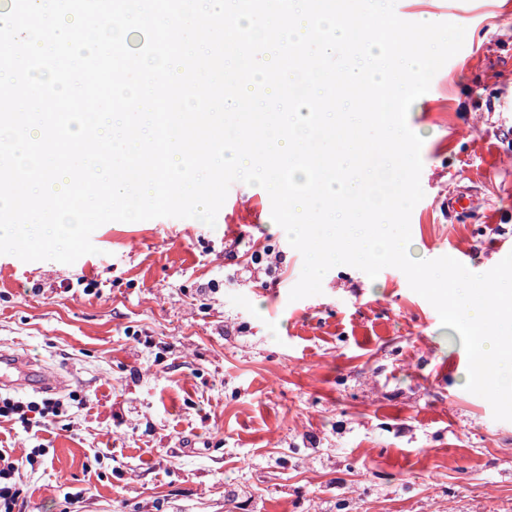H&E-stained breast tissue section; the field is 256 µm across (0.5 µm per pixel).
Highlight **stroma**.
<instances>
[{
  "mask_svg": "<svg viewBox=\"0 0 512 512\" xmlns=\"http://www.w3.org/2000/svg\"><path fill=\"white\" fill-rule=\"evenodd\" d=\"M466 29L407 122L424 196L409 253L484 273L512 252V0H396ZM215 226L109 221L73 264L0 254V351L62 376L59 416L0 421L15 512H512V421L464 388L459 334L394 267L303 258L265 189ZM473 191L469 222L448 195ZM281 256L251 272L254 253Z\"/></svg>",
  "mask_w": 512,
  "mask_h": 512,
  "instance_id": "1",
  "label": "stroma"
}]
</instances>
